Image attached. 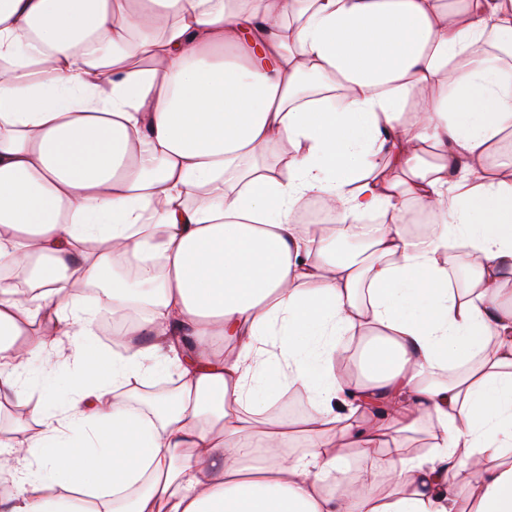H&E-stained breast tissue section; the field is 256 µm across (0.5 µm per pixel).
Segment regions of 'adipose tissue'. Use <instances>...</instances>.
Returning a JSON list of instances; mask_svg holds the SVG:
<instances>
[{
	"instance_id": "1",
	"label": "adipose tissue",
	"mask_w": 512,
	"mask_h": 512,
	"mask_svg": "<svg viewBox=\"0 0 512 512\" xmlns=\"http://www.w3.org/2000/svg\"><path fill=\"white\" fill-rule=\"evenodd\" d=\"M507 46L512 0H0V393L40 426L0 512H512ZM135 303L151 344L103 352L95 309ZM160 365L172 393L131 387ZM269 376L309 414L267 417Z\"/></svg>"
}]
</instances>
